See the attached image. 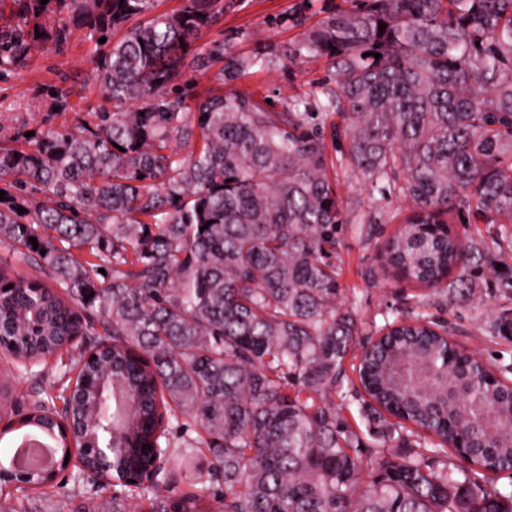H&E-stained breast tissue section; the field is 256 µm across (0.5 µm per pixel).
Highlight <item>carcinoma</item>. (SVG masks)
<instances>
[{
	"label": "carcinoma",
	"mask_w": 512,
	"mask_h": 512,
	"mask_svg": "<svg viewBox=\"0 0 512 512\" xmlns=\"http://www.w3.org/2000/svg\"><path fill=\"white\" fill-rule=\"evenodd\" d=\"M157 8L0 0V78L76 30L106 38L103 103L0 138V248L49 277L0 268V402L13 381L62 369L20 439L82 454L101 485L109 443L128 471L158 457L112 512H512V488L488 477L512 474V364L453 346L420 299L362 346L359 387L342 389L358 322L340 303L346 220L312 113L224 92L260 58L222 41L201 57L207 87L183 79L224 0ZM301 57L333 69L313 94L350 119L348 163L410 210L387 262L449 304L512 289V0H358L311 26L289 50ZM52 92L66 113L72 89ZM456 222L486 235L464 243ZM476 310L512 341L508 311ZM358 396L379 442L365 451L343 415ZM175 465L196 493L174 496Z\"/></svg>",
	"instance_id": "1"
}]
</instances>
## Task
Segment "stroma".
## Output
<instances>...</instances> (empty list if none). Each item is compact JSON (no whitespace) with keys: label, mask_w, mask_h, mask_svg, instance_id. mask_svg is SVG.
Returning a JSON list of instances; mask_svg holds the SVG:
<instances>
[{"label":"stroma","mask_w":512,"mask_h":512,"mask_svg":"<svg viewBox=\"0 0 512 512\" xmlns=\"http://www.w3.org/2000/svg\"><path fill=\"white\" fill-rule=\"evenodd\" d=\"M342 0H234L223 21L204 31L193 43L185 60L186 76H197V54L207 52L222 40L244 57L261 55L259 65L246 69L234 81L233 89L252 93L255 98L271 100L284 111L291 105L308 109L313 105L310 92L326 77L325 61H290L288 51L297 42L302 28L293 25V15H303L306 25H314L326 16L330 7ZM95 44L83 33H73L59 49L36 53L27 68L0 81V132L13 134L20 122L29 128L42 123L58 125L64 118L49 112L42 93L45 86L68 84L75 90L70 97L72 111L82 112L102 100L99 86L89 81ZM342 146L328 143L335 164L336 184L344 211L364 213L370 228L346 226L336 257L339 281L343 286L341 302L352 309L359 321V341L375 335L384 318L412 316L413 297L426 288L405 278L385 262L384 246L400 227L405 203L395 194H384L366 183L362 175L341 158ZM435 320L447 323L451 340L462 349L477 353L486 361L503 358L512 362V342L486 334L472 318L471 304L431 305Z\"/></svg>","instance_id":"obj_1"}]
</instances>
